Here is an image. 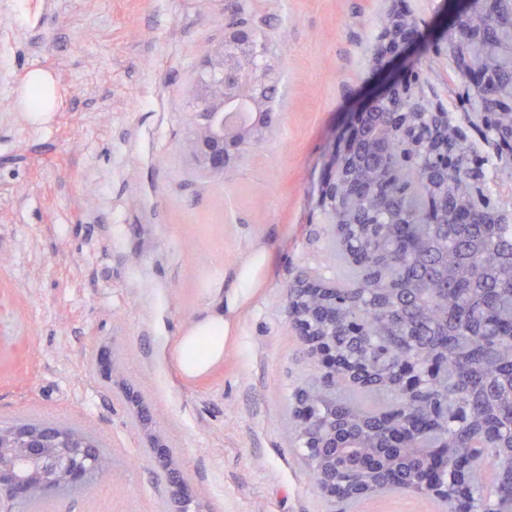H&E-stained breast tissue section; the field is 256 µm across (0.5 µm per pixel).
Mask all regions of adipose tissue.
<instances>
[{
    "mask_svg": "<svg viewBox=\"0 0 512 512\" xmlns=\"http://www.w3.org/2000/svg\"><path fill=\"white\" fill-rule=\"evenodd\" d=\"M20 100L33 112H51L57 106V87L54 77L35 69L19 91ZM230 325L223 310H216L202 321L193 336L181 339L177 363L184 375H193L206 367L209 361L222 357L224 335Z\"/></svg>",
    "mask_w": 512,
    "mask_h": 512,
    "instance_id": "adipose-tissue-1",
    "label": "adipose tissue"
}]
</instances>
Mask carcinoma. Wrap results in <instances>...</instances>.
Returning a JSON list of instances; mask_svg holds the SVG:
<instances>
[{
  "label": "carcinoma",
  "mask_w": 512,
  "mask_h": 512,
  "mask_svg": "<svg viewBox=\"0 0 512 512\" xmlns=\"http://www.w3.org/2000/svg\"><path fill=\"white\" fill-rule=\"evenodd\" d=\"M272 53L255 30V62ZM448 54L454 74L474 80L448 84L456 111L438 118L427 107L428 82L415 71L418 98L394 93L377 104L378 122L336 186V233L326 266L336 276V342L343 358L369 359L367 383L336 388L314 376L306 385L322 420L336 416V489L362 484L373 469H391L422 485L424 448H446L440 479L450 512H512V198L488 183L512 181L502 163L512 153V0H462L448 22V40L430 48ZM218 75L198 68L193 102L205 100ZM411 113L407 127L394 112ZM444 190L438 203L448 237L424 223L422 189ZM432 260L438 276L420 266ZM407 348L417 365L447 362L434 389L392 390L389 363ZM38 419L0 422V436L43 427ZM53 447L79 458L108 459L103 442L75 426ZM309 476L320 481L331 459L314 458L297 432Z\"/></svg>",
  "instance_id": "carcinoma-1"
}]
</instances>
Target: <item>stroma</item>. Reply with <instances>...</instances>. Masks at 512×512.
<instances>
[{
	"label": "stroma",
	"instance_id": "obj_1",
	"mask_svg": "<svg viewBox=\"0 0 512 512\" xmlns=\"http://www.w3.org/2000/svg\"><path fill=\"white\" fill-rule=\"evenodd\" d=\"M409 51L448 100L446 0H407ZM276 42L279 125L212 180L186 142L191 86L236 6ZM391 0H0V420L88 427L112 475L56 512H173L148 452L164 443L196 490L184 512H331L293 434L294 393L317 371L286 316L288 286L324 267L316 206L346 115L385 82L374 50ZM49 71L56 112L16 105ZM237 296L224 356L183 375L181 336ZM112 352V378L93 370ZM149 408L135 417L132 396ZM408 491L352 512H445Z\"/></svg>",
	"mask_w": 512,
	"mask_h": 512
}]
</instances>
